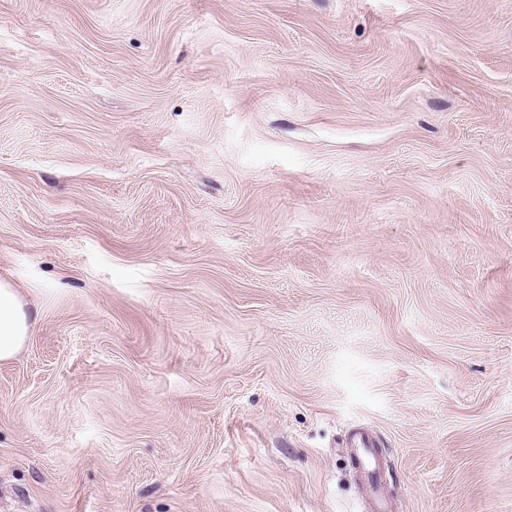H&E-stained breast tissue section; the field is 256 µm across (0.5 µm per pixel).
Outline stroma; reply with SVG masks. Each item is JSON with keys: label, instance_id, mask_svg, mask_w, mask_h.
Masks as SVG:
<instances>
[{"label": "stroma", "instance_id": "1", "mask_svg": "<svg viewBox=\"0 0 512 512\" xmlns=\"http://www.w3.org/2000/svg\"><path fill=\"white\" fill-rule=\"evenodd\" d=\"M0 512H512V0H0ZM36 319L18 289L0 279V362L13 360L23 350ZM354 450L357 469L369 500L378 512L386 510V503L380 488L376 459L379 454L376 438L367 430H357L349 439Z\"/></svg>", "mask_w": 512, "mask_h": 512}]
</instances>
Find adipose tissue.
I'll return each instance as SVG.
<instances>
[{"label": "adipose tissue", "mask_w": 512, "mask_h": 512, "mask_svg": "<svg viewBox=\"0 0 512 512\" xmlns=\"http://www.w3.org/2000/svg\"><path fill=\"white\" fill-rule=\"evenodd\" d=\"M36 319L18 289L0 279V362L13 360L23 350Z\"/></svg>", "instance_id": "obj_1"}]
</instances>
